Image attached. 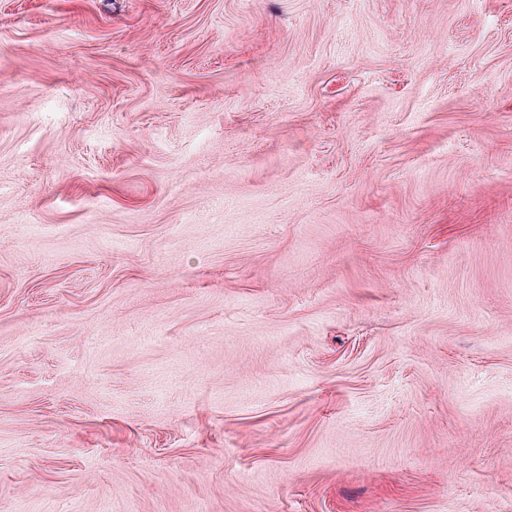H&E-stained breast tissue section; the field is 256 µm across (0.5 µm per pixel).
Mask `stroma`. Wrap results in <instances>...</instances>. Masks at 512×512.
Returning <instances> with one entry per match:
<instances>
[{"label": "stroma", "instance_id": "1", "mask_svg": "<svg viewBox=\"0 0 512 512\" xmlns=\"http://www.w3.org/2000/svg\"><path fill=\"white\" fill-rule=\"evenodd\" d=\"M0 512H512V0H0Z\"/></svg>", "mask_w": 512, "mask_h": 512}]
</instances>
